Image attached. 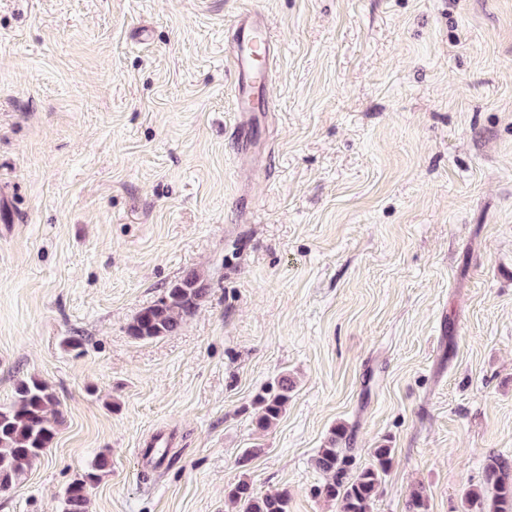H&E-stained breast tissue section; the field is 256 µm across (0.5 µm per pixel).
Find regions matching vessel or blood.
I'll use <instances>...</instances> for the list:
<instances>
[{
    "label": "vessel or blood",
    "instance_id": "b4317fda",
    "mask_svg": "<svg viewBox=\"0 0 512 512\" xmlns=\"http://www.w3.org/2000/svg\"><path fill=\"white\" fill-rule=\"evenodd\" d=\"M278 51L267 18L260 13L240 18L230 50L234 82V110L240 117L237 139L247 143L253 137L250 117L268 111L270 97L269 67Z\"/></svg>",
    "mask_w": 512,
    "mask_h": 512
}]
</instances>
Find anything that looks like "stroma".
Returning <instances> with one entry per match:
<instances>
[{
	"instance_id": "35a3bbf8",
	"label": "stroma",
	"mask_w": 512,
	"mask_h": 512,
	"mask_svg": "<svg viewBox=\"0 0 512 512\" xmlns=\"http://www.w3.org/2000/svg\"><path fill=\"white\" fill-rule=\"evenodd\" d=\"M248 11L280 53L245 150ZM0 186V405L35 377L59 411L0 512H62L102 454L88 512H236L242 478L339 512L335 428L393 450L371 512H463L512 461V0H0ZM192 271L181 329L131 338ZM293 387L291 378L288 375H282L257 396L256 403L261 409L256 419V425L259 428L268 429L279 419L288 405L289 393Z\"/></svg>"
}]
</instances>
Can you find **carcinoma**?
<instances>
[{
  "label": "carcinoma",
  "mask_w": 512,
  "mask_h": 512,
  "mask_svg": "<svg viewBox=\"0 0 512 512\" xmlns=\"http://www.w3.org/2000/svg\"><path fill=\"white\" fill-rule=\"evenodd\" d=\"M206 293V284L198 274H186L163 289L152 304L135 316L128 329L130 337L151 340L177 333ZM293 387L291 378L282 375L257 396L256 403L261 409L256 419L259 428L267 429L279 419ZM54 403L56 397L48 387L29 378L16 384L9 406H0V492L9 489L25 468L51 447L55 427L48 417V408ZM349 444L344 430H332L328 445L315 458L316 468L326 475L325 483L317 487L316 493L339 501L340 512H370L383 477L392 465V449H375L372 461L357 469ZM107 466L108 459L102 456L91 470L69 485L64 512H87L88 489ZM225 498L239 505L241 512H288V492L257 494L246 479L228 486ZM463 503L468 512H512V465L499 457H490L484 484L468 489Z\"/></svg>",
  "instance_id": "cac0c4a2"
}]
</instances>
